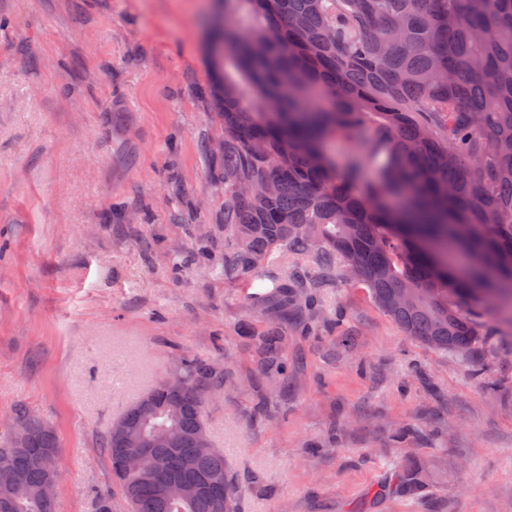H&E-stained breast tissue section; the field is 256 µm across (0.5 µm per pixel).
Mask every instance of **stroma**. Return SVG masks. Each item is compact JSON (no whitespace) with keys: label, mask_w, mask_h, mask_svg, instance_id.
Segmentation results:
<instances>
[{"label":"stroma","mask_w":512,"mask_h":512,"mask_svg":"<svg viewBox=\"0 0 512 512\" xmlns=\"http://www.w3.org/2000/svg\"><path fill=\"white\" fill-rule=\"evenodd\" d=\"M213 0H0V425L22 403L57 435L55 512H97L102 439L183 355L220 364L206 405L238 512H512V325L459 357L418 343L359 284L315 289L286 379L251 297L315 273L224 263ZM420 459L433 497L375 499ZM286 336L282 325L277 323L267 334L257 337V353L259 359L270 370H274L278 375L284 369V362L280 361V344L283 337Z\"/></svg>","instance_id":"stroma-1"}]
</instances>
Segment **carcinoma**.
I'll return each instance as SVG.
<instances>
[{"label": "carcinoma", "instance_id": "cac0c4a2", "mask_svg": "<svg viewBox=\"0 0 512 512\" xmlns=\"http://www.w3.org/2000/svg\"><path fill=\"white\" fill-rule=\"evenodd\" d=\"M224 65L212 99L224 128V256L248 272L276 252L313 254L319 272L353 274L401 330L446 354L471 355L495 309L512 316V0H217ZM339 140L343 163L328 149ZM370 165L377 175L361 179ZM413 295L393 304L396 292ZM252 302L300 318L313 297L292 275ZM285 331L257 337L264 365L279 373ZM175 375L185 390L160 393L154 410L134 402L121 416L132 437L157 428L134 479L116 472L130 448L103 439L127 512H235L224 453L196 452L205 405L221 382L217 365L186 356ZM18 437L15 478L0 482L11 512H53L43 500L58 439L29 408ZM221 482L225 509L199 491L165 497L174 482ZM425 467L396 465L394 490L420 498Z\"/></svg>", "mask_w": 512, "mask_h": 512}]
</instances>
